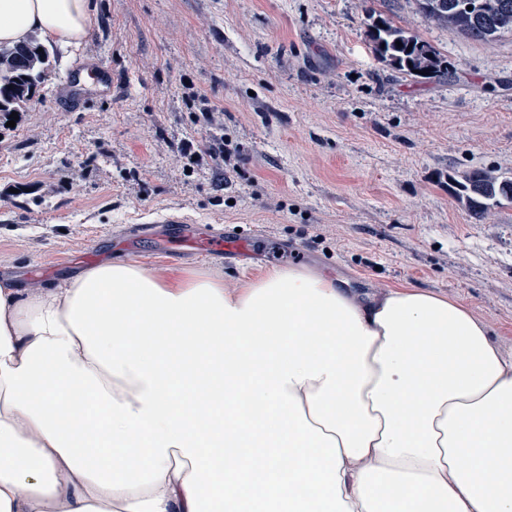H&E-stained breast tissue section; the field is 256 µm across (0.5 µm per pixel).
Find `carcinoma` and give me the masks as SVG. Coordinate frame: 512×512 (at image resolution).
I'll return each mask as SVG.
<instances>
[{"instance_id":"carcinoma-1","label":"carcinoma","mask_w":512,"mask_h":512,"mask_svg":"<svg viewBox=\"0 0 512 512\" xmlns=\"http://www.w3.org/2000/svg\"><path fill=\"white\" fill-rule=\"evenodd\" d=\"M427 21L444 23L475 41L488 42L512 32V0H416ZM369 37L377 59L407 76L414 71L448 74V60L426 41L407 34L387 20L369 15ZM402 46H397V43ZM51 53L39 40L0 47V114L20 112L43 83ZM448 194L475 218L491 209L512 205V176L474 169L448 174Z\"/></svg>"}]
</instances>
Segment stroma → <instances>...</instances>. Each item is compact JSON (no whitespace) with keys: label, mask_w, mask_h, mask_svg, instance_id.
Listing matches in <instances>:
<instances>
[{"label":"stroma","mask_w":512,"mask_h":512,"mask_svg":"<svg viewBox=\"0 0 512 512\" xmlns=\"http://www.w3.org/2000/svg\"><path fill=\"white\" fill-rule=\"evenodd\" d=\"M97 6L14 126L0 115L1 277L50 288L135 259L232 289L314 266L352 288L447 294L512 347V206L477 219L447 187L452 172H512V34L469 39L415 0ZM372 13L432 44L450 75L378 62ZM228 227L252 242L247 260L218 249Z\"/></svg>","instance_id":"35a3bbf8"}]
</instances>
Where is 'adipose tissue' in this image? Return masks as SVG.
<instances>
[{
  "label": "adipose tissue",
  "mask_w": 512,
  "mask_h": 512,
  "mask_svg": "<svg viewBox=\"0 0 512 512\" xmlns=\"http://www.w3.org/2000/svg\"><path fill=\"white\" fill-rule=\"evenodd\" d=\"M96 17L0 0V45ZM0 512H512V348L447 295L307 267L6 277Z\"/></svg>",
  "instance_id": "1"
}]
</instances>
